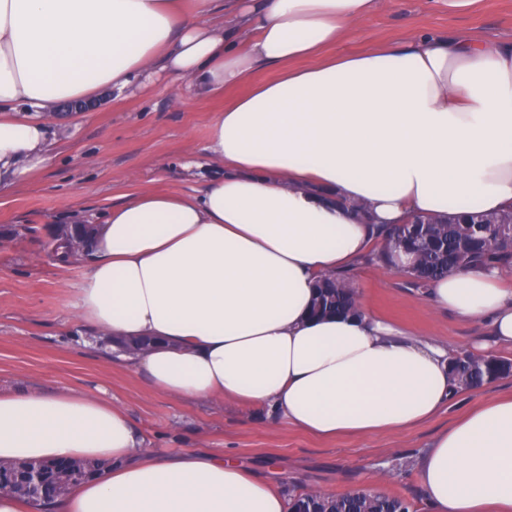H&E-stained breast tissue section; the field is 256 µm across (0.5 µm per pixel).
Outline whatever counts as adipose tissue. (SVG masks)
<instances>
[{
  "label": "adipose tissue",
  "instance_id": "ef3b65f1",
  "mask_svg": "<svg viewBox=\"0 0 512 512\" xmlns=\"http://www.w3.org/2000/svg\"><path fill=\"white\" fill-rule=\"evenodd\" d=\"M378 0H0V192L36 173L56 106L164 71L197 97L245 87L205 147L200 194L147 192L97 227L75 309L186 402L270 409L319 437L414 427L452 397L446 344L368 310L311 315L319 276L363 259L378 227L512 211V39L417 33L345 54ZM262 67L274 80L252 81ZM478 266L431 282L437 310L490 325L512 349V289ZM71 458L104 475L49 512H288L236 460L144 452L127 412L73 390L0 393V461ZM417 476L429 512H512V398L482 401L434 437Z\"/></svg>",
  "mask_w": 512,
  "mask_h": 512
}]
</instances>
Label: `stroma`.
I'll use <instances>...</instances> for the list:
<instances>
[{
    "mask_svg": "<svg viewBox=\"0 0 512 512\" xmlns=\"http://www.w3.org/2000/svg\"><path fill=\"white\" fill-rule=\"evenodd\" d=\"M463 33L475 39L512 36V0H476L465 12L440 0H380L376 13L341 44L356 53L414 33ZM164 78L143 94L104 90L85 112L59 106L52 158L0 195V391L74 389L112 401L129 415L152 454L219 453L259 475L327 495L357 491L375 479L377 492L427 512L415 464L433 437L487 398L512 397V377L452 397L415 427L380 434L320 438L234 402L186 403L154 391L104 336L76 321L73 304L87 258L61 264L44 248L63 224H93L112 206L142 192L198 193L215 174L203 149L226 96H178ZM375 315L406 331L470 352L491 341L488 326L435 311L406 274L382 265L353 271Z\"/></svg>",
    "mask_w": 512,
    "mask_h": 512,
    "instance_id": "stroma-1",
    "label": "stroma"
}]
</instances>
